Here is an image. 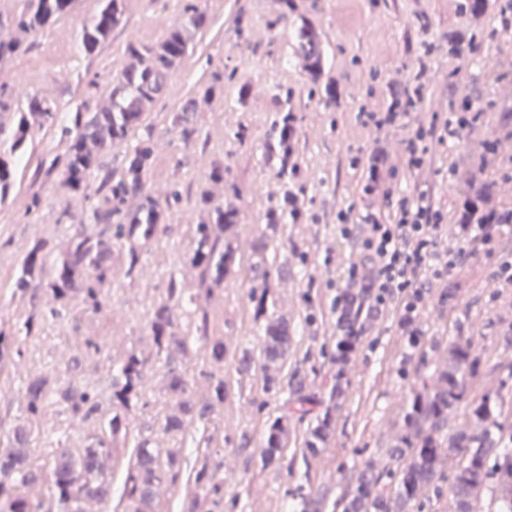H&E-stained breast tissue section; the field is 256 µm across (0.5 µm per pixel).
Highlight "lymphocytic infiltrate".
I'll list each match as a JSON object with an SVG mask.
<instances>
[{
    "instance_id": "f902f5d3",
    "label": "lymphocytic infiltrate",
    "mask_w": 512,
    "mask_h": 512,
    "mask_svg": "<svg viewBox=\"0 0 512 512\" xmlns=\"http://www.w3.org/2000/svg\"><path fill=\"white\" fill-rule=\"evenodd\" d=\"M362 221L359 229L340 227L343 237H357L364 256L363 263L348 264L345 275L352 282L369 279L376 311L393 306L406 318L417 309L424 288L463 258L464 247L492 250L507 230L503 224L444 225L423 192L397 195L389 222L370 214ZM451 234L459 246L448 250L442 243Z\"/></svg>"
}]
</instances>
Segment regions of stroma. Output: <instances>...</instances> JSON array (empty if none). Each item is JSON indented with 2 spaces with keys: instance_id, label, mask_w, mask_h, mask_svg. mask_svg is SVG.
Returning <instances> with one entry per match:
<instances>
[{
  "instance_id": "1",
  "label": "stroma",
  "mask_w": 512,
  "mask_h": 512,
  "mask_svg": "<svg viewBox=\"0 0 512 512\" xmlns=\"http://www.w3.org/2000/svg\"><path fill=\"white\" fill-rule=\"evenodd\" d=\"M461 0H198L208 23L193 48L168 79V91L144 114L155 146L147 186L161 192L177 188L181 200L167 214L157 235L143 248L134 276L125 274V250L112 248V276L106 299L95 311L73 301L66 314L44 316L32 335L23 324L44 303L42 290L14 293V283L31 244L39 239L64 242L73 233L94 234L86 212L73 205L58 174L47 168L63 154L58 126L33 127L27 151L18 164L15 184L0 202V329L22 337V353L0 364V434L19 422L36 439L34 454L52 457L57 448H82L101 432L96 421L78 423L60 406L46 403L30 417L21 404L27 378L57 374L76 380L98 394L101 415L112 412V372L129 350L151 357L155 346L148 322L155 303L177 288L176 331L195 333L199 314L207 316V334L222 340L227 355L222 371L226 396L215 401L209 375L215 367L197 348L176 362L187 382V400L209 405L207 420L183 432L166 433L165 415L181 410L167 395L163 373L150 369L143 380V399L135 412L128 446L117 462H106L112 486L109 504L89 503L88 512H124L121 500L125 470L133 445L148 439L151 447L178 454L184 473L203 462L219 466L225 501H236L234 512H299L293 492L311 490L320 512H335L342 493L341 470L383 467L390 461L395 436L413 392L433 383L432 370L442 363L450 340L465 337L481 355L475 394L512 397V286L495 278L499 257L512 254V237L504 236L495 253L465 256L446 280L424 291L413 315L425 342L412 350L405 344L394 312L375 314L364 332V343L351 371V388L335 413L329 448L304 459L300 449L285 452L282 467L262 468L260 439L268 417L277 415L281 399L268 398L261 369L236 371L242 350L257 343L256 325L246 297L247 274L216 286L210 296L196 297L198 271L190 261L193 229L207 222L209 209L200 202L210 191L218 203L239 212L238 251L250 258L265 224V214L283 190L281 180L263 158V143L281 108L279 91L292 94L296 114L305 215L284 220L281 245L268 261L285 267L273 280L275 311L290 321L294 333L284 375L300 372L305 386L326 392L332 372L326 350L336 334L332 299L347 288L341 269L362 262L355 243L343 239L338 213L359 218L371 212L388 220L391 209L384 191L427 192L442 216L452 223L457 190L475 173L495 180L496 202L512 207V138L498 134L501 111L512 106V10L505 0H490L480 15L462 11ZM183 0H125L124 16L110 42L85 55L77 40L82 25L95 13L96 0H77L73 10L39 36L27 53L0 61V84L20 97L38 95L55 103L60 117L76 107L107 103L111 80L129 64L126 44L159 42L167 26L181 16ZM306 18L320 33L323 78L339 92L336 106L311 94L301 60L294 54L293 17ZM476 37L470 61L448 48V34ZM223 82L222 92L205 89ZM420 89L409 113L392 125H364L363 112L388 111L395 99ZM196 99L195 132L184 138L171 123L187 99ZM479 110L476 122L460 129L457 138L438 142L450 113L463 107ZM424 132L426 163L408 165L404 147ZM496 140L495 150L477 152L479 143ZM223 169L224 181L210 179ZM40 205H33V197ZM71 219H63L64 211ZM457 288L453 306L440 302L444 288ZM317 295L308 309L301 295ZM407 373H400V365Z\"/></svg>"
}]
</instances>
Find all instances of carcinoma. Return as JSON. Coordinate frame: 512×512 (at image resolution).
Returning <instances> with one entry per match:
<instances>
[{
  "instance_id": "carcinoma-1",
  "label": "carcinoma",
  "mask_w": 512,
  "mask_h": 512,
  "mask_svg": "<svg viewBox=\"0 0 512 512\" xmlns=\"http://www.w3.org/2000/svg\"><path fill=\"white\" fill-rule=\"evenodd\" d=\"M99 6L79 33V43L86 54L94 53L106 42L124 15L125 0H98ZM75 0H20L12 17L0 16V26L8 22L24 33L36 36L57 23L74 6ZM207 23V16L196 4L189 2L182 17L172 23L164 37L155 45L126 46L131 64L112 84L107 104L91 110L75 109L67 123L61 125V137L66 142L64 155L52 160L48 172L59 171L63 185L78 204L100 197L91 212V223L103 225L95 236L74 233L57 245L37 240L24 258L14 292L25 294L37 283L45 288L51 301L49 313L59 316L71 301L84 298L89 307L102 304L103 289L112 275V248L104 239L112 231L113 240L126 245V273L135 274L140 265V245L153 239L165 212L179 200V191L163 196L152 194L146 173L153 153V133L143 126L148 105L161 98L167 88V78L189 53L198 31ZM295 26L296 52L304 60L305 71L312 84H317L323 68L319 36L304 17L292 21ZM31 43L26 40H0V60L23 54ZM197 102L188 99L172 116V125L181 128L184 137L193 132L192 118ZM0 112L11 113L10 129L0 123V201L11 187L18 161L25 151L28 135L35 126L56 122L57 107L37 95L24 101L16 100L0 88ZM296 116L283 106L272 123L265 144L266 160L280 178L298 179L297 164L292 161L296 152ZM137 136L135 146L125 155L119 173H107L97 187L91 177L103 166L102 158L112 144ZM497 185L478 178L460 192L454 215L457 224H512V207L495 208L490 202ZM138 204H133V201ZM209 224L194 229L190 262L199 270L197 294L209 295L211 285L237 276L241 256L235 244L238 211L222 204L211 207ZM304 214V202L291 189L285 190L266 214V224L254 247L255 261L249 265L251 287L248 298L253 319L260 334L257 354L245 353L238 360L237 372L247 373L253 365L264 372L268 393L282 390L281 370L288 358L291 339L288 321L274 317V294L271 283L280 269L270 266L266 252L276 244L281 221H299ZM58 254L54 277L43 281L45 260ZM371 289L358 288L345 293L346 299L333 304L339 331L329 352V361L336 371L332 384L322 400L307 392L303 381L289 384L291 398L283 412L267 421L263 433L262 463L265 467L279 466L288 447V424L307 423L302 432L301 449L305 457L323 451L334 430L332 410L345 401L350 380L348 366L362 337L364 322L373 315L369 297ZM177 303L168 299L153 308L149 334L156 348V358L149 360L132 350L112 373V416L103 421V435L85 448H61L50 461L32 455L27 448L34 439L23 424L15 426L0 439V512H85L89 501L105 503L111 496V484L100 478L104 461L112 458L129 434V415L142 399V380L146 371L164 369V386L173 398L186 391L182 373L171 366L173 357L186 354L189 348L185 337L175 334ZM196 341L202 343L213 364L224 362V342L207 336V318L196 325ZM21 354L20 337L0 334V363ZM478 358L469 340L456 339L448 346V362L436 369L434 384L422 392L413 393L405 415L404 427L391 450L396 467L375 472L369 468L342 474L344 490L339 503L343 512H422L419 499L431 489L439 491L442 478L441 463L445 455L459 458L452 493L455 512H476L481 493L492 488L500 512H512V454L498 448L499 428L493 418L503 405L488 394H473L472 380L477 373ZM21 399L27 415L37 414L46 402L65 407L73 416L85 421L98 412L93 392L71 382L60 386L47 377L28 379L23 385ZM465 405L468 426L443 434L440 425L448 414ZM207 409H194L183 404L182 414L170 415L161 422L165 432H177L187 422L203 420ZM181 471L177 458L161 456L155 448L143 444L135 447L123 489L127 499L125 512H153L155 487L168 481L177 483ZM395 482L391 496L372 492L383 475ZM204 488L223 500L224 480L217 470L203 464L187 479L186 488L196 493Z\"/></svg>"
}]
</instances>
